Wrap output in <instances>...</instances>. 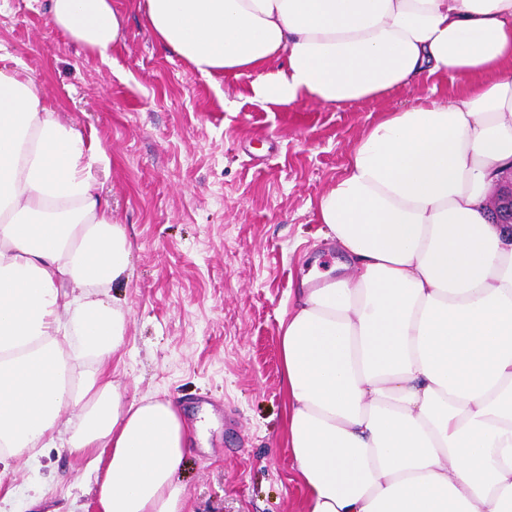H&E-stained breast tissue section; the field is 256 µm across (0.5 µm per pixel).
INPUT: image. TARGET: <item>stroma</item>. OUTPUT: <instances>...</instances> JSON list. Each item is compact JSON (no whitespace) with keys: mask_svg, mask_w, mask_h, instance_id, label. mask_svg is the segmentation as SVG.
<instances>
[{"mask_svg":"<svg viewBox=\"0 0 512 512\" xmlns=\"http://www.w3.org/2000/svg\"><path fill=\"white\" fill-rule=\"evenodd\" d=\"M111 65L50 23L41 0H0V54L42 86L62 121L95 133L96 186L125 224L133 277L113 294L129 321L113 378L128 398L177 402L205 437L175 480L185 512H301L286 445L279 322L309 270L340 261L319 197L385 112L459 80L438 76L324 107L269 105L247 75L199 74L148 30L145 0H115ZM87 457L46 448L0 484L11 512H99Z\"/></svg>","mask_w":512,"mask_h":512,"instance_id":"1","label":"stroma"}]
</instances>
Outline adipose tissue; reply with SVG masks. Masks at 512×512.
Wrapping results in <instances>:
<instances>
[{
	"instance_id": "1",
	"label": "adipose tissue",
	"mask_w": 512,
	"mask_h": 512,
	"mask_svg": "<svg viewBox=\"0 0 512 512\" xmlns=\"http://www.w3.org/2000/svg\"><path fill=\"white\" fill-rule=\"evenodd\" d=\"M46 10L111 63L112 0ZM145 20L270 104L463 81L371 125L317 202L345 261L304 278L280 321L288 448L303 512H512V227L488 213L512 169V0H145ZM103 158L0 64V467L62 432L101 512H184L174 476L198 429L172 401L126 399L110 370L132 247L94 187Z\"/></svg>"
}]
</instances>
